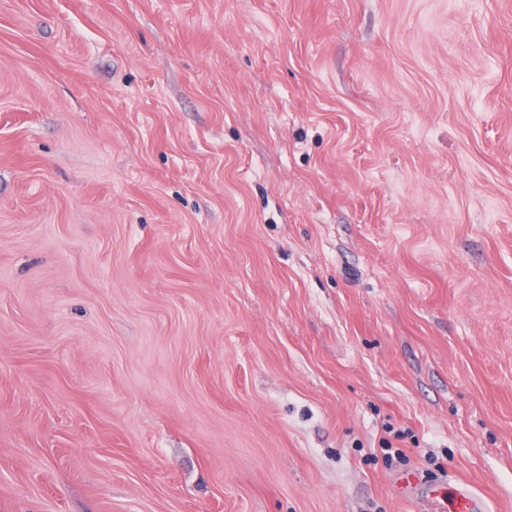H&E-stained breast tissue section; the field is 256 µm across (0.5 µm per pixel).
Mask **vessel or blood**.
Wrapping results in <instances>:
<instances>
[{
	"instance_id": "b4317fda",
	"label": "vessel or blood",
	"mask_w": 512,
	"mask_h": 512,
	"mask_svg": "<svg viewBox=\"0 0 512 512\" xmlns=\"http://www.w3.org/2000/svg\"><path fill=\"white\" fill-rule=\"evenodd\" d=\"M397 483L403 494L423 500L426 512H488L489 509L484 497L460 483L424 484L413 474L400 476Z\"/></svg>"
}]
</instances>
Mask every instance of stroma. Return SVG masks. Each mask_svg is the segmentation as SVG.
Returning <instances> with one entry per match:
<instances>
[{"label": "stroma", "instance_id": "1", "mask_svg": "<svg viewBox=\"0 0 512 512\" xmlns=\"http://www.w3.org/2000/svg\"><path fill=\"white\" fill-rule=\"evenodd\" d=\"M405 472L512 512V0H0V512Z\"/></svg>", "mask_w": 512, "mask_h": 512}]
</instances>
